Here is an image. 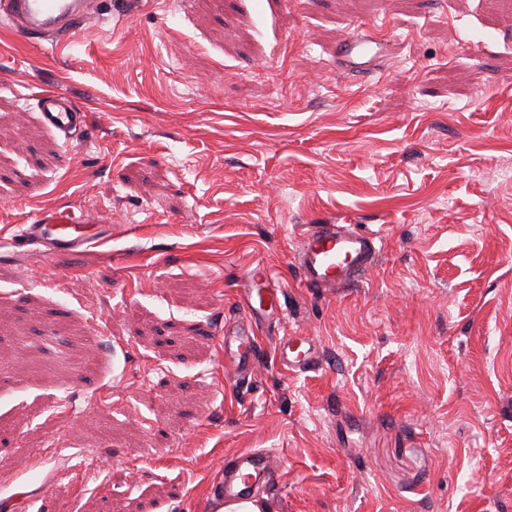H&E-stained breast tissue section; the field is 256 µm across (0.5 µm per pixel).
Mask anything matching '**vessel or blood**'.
<instances>
[{
    "label": "vessel or blood",
    "instance_id": "vessel-or-blood-1",
    "mask_svg": "<svg viewBox=\"0 0 512 512\" xmlns=\"http://www.w3.org/2000/svg\"><path fill=\"white\" fill-rule=\"evenodd\" d=\"M87 0H0V18L18 32L38 34L44 41L59 42L72 37L93 19ZM381 45L361 37L342 40L337 56L344 70L366 75L376 64ZM44 126L58 131L65 140L86 123V114L66 95L47 92L39 98ZM19 238L28 245L43 247L46 254L72 251L98 240V227L74 220L65 212H54L32 224L19 227ZM379 238L351 224H314L299 234L294 260L306 287L325 292L347 287L375 262ZM284 288L271 269L259 265L246 273L240 288L242 318L224 324V359L238 378L251 375L257 367L258 323L285 319ZM278 362L288 370L304 372L317 360L316 344L300 331L283 333L276 343ZM283 477L279 453L260 449L238 453L222 465L215 485L218 502L236 504L252 499L259 489L278 484Z\"/></svg>",
    "mask_w": 512,
    "mask_h": 512
}]
</instances>
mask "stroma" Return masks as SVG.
<instances>
[{"label": "stroma", "mask_w": 512, "mask_h": 512, "mask_svg": "<svg viewBox=\"0 0 512 512\" xmlns=\"http://www.w3.org/2000/svg\"><path fill=\"white\" fill-rule=\"evenodd\" d=\"M58 45L0 23V512H218L273 449L262 512H512V0H100ZM383 43L376 71L340 40ZM86 112L76 141L38 97ZM106 237L45 255L57 210ZM377 232L329 294L309 224ZM288 316L255 374L219 339L256 264ZM323 360L291 373L285 327ZM337 56L344 70L365 76L377 64L382 44L361 37H347L337 47ZM283 474L282 459L277 451H243L221 465L215 485L217 500L223 504L245 502L259 489L278 484Z\"/></svg>", "instance_id": "35a3bbf8"}]
</instances>
